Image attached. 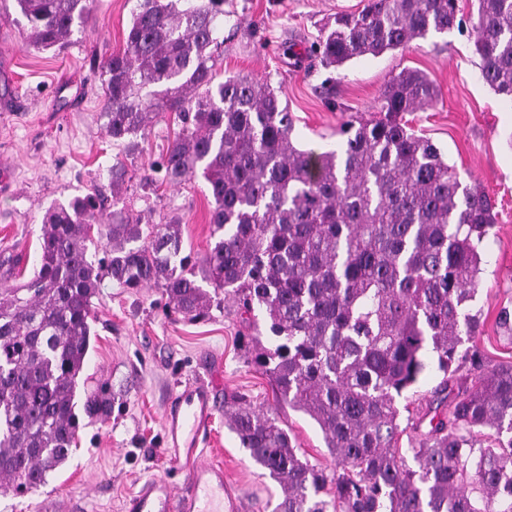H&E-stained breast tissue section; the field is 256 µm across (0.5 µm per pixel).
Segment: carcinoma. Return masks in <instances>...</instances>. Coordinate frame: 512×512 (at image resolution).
<instances>
[{"label": "carcinoma", "instance_id": "cac0c4a2", "mask_svg": "<svg viewBox=\"0 0 512 512\" xmlns=\"http://www.w3.org/2000/svg\"><path fill=\"white\" fill-rule=\"evenodd\" d=\"M27 43L68 44L91 0H13ZM459 0H365L338 13L308 53L327 66L403 49L460 27ZM480 77L512 101V0H477ZM224 0H136L122 50L98 64L106 135L145 134L168 112L181 131L154 169L172 186L201 176L214 243L185 252L179 225L151 224L104 200L47 209L28 280L0 288V491L32 492L63 465L83 427L103 422V388H80L93 298L109 277L157 285L190 322L210 317L203 284L238 305L250 363L277 401L309 415L336 462L302 458L278 419L242 395L224 401L228 428L281 496L274 512H512V365L483 368L472 350L479 247L496 223L484 188L466 182L404 115L431 106L429 77L403 70L382 116L345 122L334 147L300 149L271 85L246 74L216 81ZM112 205L125 166H112ZM106 239L94 260L89 245ZM278 340L262 346L258 318ZM442 373L427 413L398 448V400L428 355Z\"/></svg>", "mask_w": 512, "mask_h": 512}]
</instances>
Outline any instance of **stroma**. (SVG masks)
<instances>
[{"label": "stroma", "instance_id": "obj_1", "mask_svg": "<svg viewBox=\"0 0 512 512\" xmlns=\"http://www.w3.org/2000/svg\"><path fill=\"white\" fill-rule=\"evenodd\" d=\"M362 0H224V47L219 77L252 74L279 91L294 119L299 148L336 141L349 120L377 118L385 84L406 69L424 72L439 90L433 107L410 114L449 164L471 174L494 199L497 222L481 244V290L472 302L480 332L471 346L488 366L512 363V332L499 324L512 314V102L480 78L473 52L475 0H459L464 31L431 34L409 47L323 67L306 49L336 14ZM133 0H93L81 33L62 48L29 47L18 14L0 16V47L9 52L15 84L0 85V161L14 188L0 193V283L11 286L13 261L33 266L47 208L75 196L110 194L111 170L124 162L131 180L123 199L142 222L180 224L185 248L202 255L212 239L202 178L178 187L143 190L141 175L160 161L181 128L167 113L135 144L112 141L103 129L97 64L122 49ZM96 321L82 372L88 387H109L112 414L80 429L77 447L45 485L23 496L0 493V512H124L125 501L159 477L185 488L170 470L163 414L186 383L213 389L216 411L202 436L204 460L223 465L224 485L240 512H273L280 489L254 467L224 424V399L238 394L271 411L300 455L332 466L318 425L278 402L269 378L247 361L246 328L232 300L219 301L208 320L189 322L166 305L161 288L133 292L104 279L93 300Z\"/></svg>", "mask_w": 512, "mask_h": 512}]
</instances>
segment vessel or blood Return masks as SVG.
<instances>
[{
  "instance_id": "1",
  "label": "vessel or blood",
  "mask_w": 512,
  "mask_h": 512,
  "mask_svg": "<svg viewBox=\"0 0 512 512\" xmlns=\"http://www.w3.org/2000/svg\"><path fill=\"white\" fill-rule=\"evenodd\" d=\"M210 390L204 385H185L171 400L164 414L169 441L166 455L170 463L185 472L187 492H178L166 480H157L132 495L127 512H194L197 492H223L224 470L200 458V434L213 416Z\"/></svg>"
}]
</instances>
